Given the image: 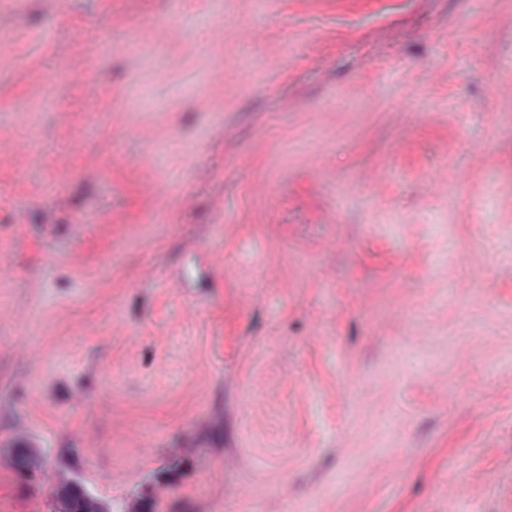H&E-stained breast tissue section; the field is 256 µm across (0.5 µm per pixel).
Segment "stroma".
Segmentation results:
<instances>
[{"mask_svg":"<svg viewBox=\"0 0 512 512\" xmlns=\"http://www.w3.org/2000/svg\"><path fill=\"white\" fill-rule=\"evenodd\" d=\"M72 480L512 512V0H0V512Z\"/></svg>","mask_w":512,"mask_h":512,"instance_id":"35a3bbf8","label":"stroma"}]
</instances>
